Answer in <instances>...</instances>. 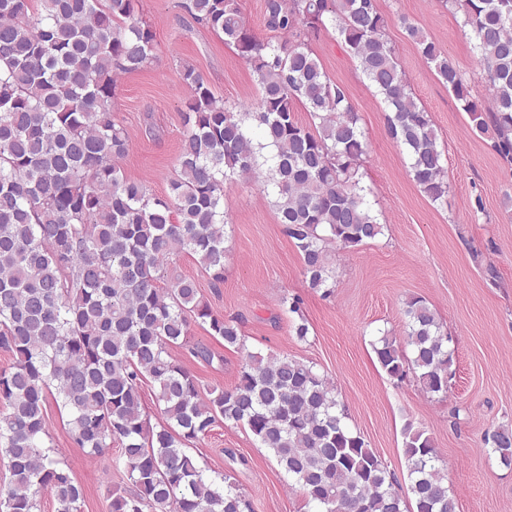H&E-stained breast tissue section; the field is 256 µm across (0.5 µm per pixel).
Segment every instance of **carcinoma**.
Segmentation results:
<instances>
[{
  "mask_svg": "<svg viewBox=\"0 0 512 512\" xmlns=\"http://www.w3.org/2000/svg\"><path fill=\"white\" fill-rule=\"evenodd\" d=\"M474 39L491 102L427 32L400 24L421 59L467 113L493 133L512 164V0H446ZM200 24L252 67L259 96L232 112L202 75L180 79L186 131L178 173L165 196L130 180L119 161L129 134L114 117L119 76L156 58L153 28L138 0H0V451L11 474L0 512H79L83 493L45 445L46 402L69 413L73 444L88 455L119 447L130 489L112 492L110 512H250L231 476L218 484L187 450L219 421L243 426L300 490L312 512H455L443 460L427 431L403 429L407 493L360 433L345 422L335 386L303 360L246 348L240 322L217 315L194 280L161 285L172 256L191 255L224 281V183L250 176L273 191L279 223L297 248L309 287L336 286L331 246L355 247L384 224L360 185L367 153L360 117L311 44L333 28L389 108L387 133L408 154V174L433 203L448 200L443 149L387 40L392 19L377 0H265L274 41L247 26L239 0H189ZM309 124L295 117L296 106ZM405 336L372 342L377 362L401 383L413 375L429 396H447L451 337L435 308L405 303ZM203 326L241 354L230 388H201L168 354ZM154 388L161 420L145 415ZM499 463L512 466V425L487 433Z\"/></svg>",
  "mask_w": 512,
  "mask_h": 512,
  "instance_id": "obj_1",
  "label": "carcinoma"
}]
</instances>
